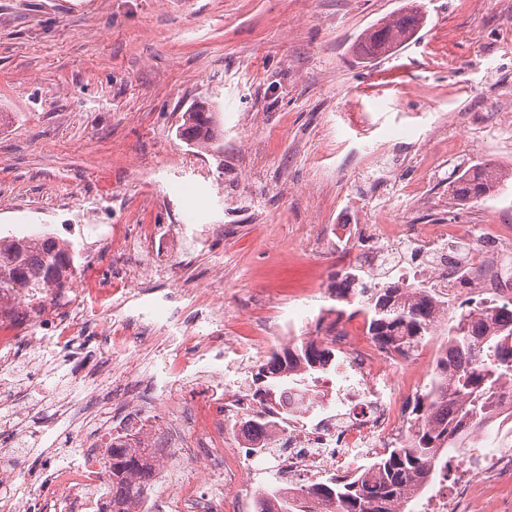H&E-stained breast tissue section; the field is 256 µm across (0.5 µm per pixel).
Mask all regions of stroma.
Segmentation results:
<instances>
[{"mask_svg": "<svg viewBox=\"0 0 512 512\" xmlns=\"http://www.w3.org/2000/svg\"><path fill=\"white\" fill-rule=\"evenodd\" d=\"M417 8L424 26L375 61L355 51L378 20ZM212 104L219 151L185 143L184 112ZM0 234L33 226L79 238L97 224H220L176 277H224L227 335L247 332L259 292L309 304L290 338L331 323L343 262L330 227L496 224L512 233V0H0ZM507 179L459 204L458 171ZM289 338V339H290ZM109 354L91 326L69 353L14 349L5 379L19 425L0 430V467L42 472L84 455L93 373Z\"/></svg>", "mask_w": 512, "mask_h": 512, "instance_id": "1", "label": "stroma"}]
</instances>
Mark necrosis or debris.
I'll use <instances>...</instances> for the list:
<instances>
[{"label":"necrosis or debris","mask_w":512,"mask_h":512,"mask_svg":"<svg viewBox=\"0 0 512 512\" xmlns=\"http://www.w3.org/2000/svg\"><path fill=\"white\" fill-rule=\"evenodd\" d=\"M123 280V293L113 303L98 301L100 281L91 263L74 265L64 285L0 289V371L10 368L18 341L32 347L53 342L71 344L87 324L100 321L110 344L114 367L135 374L146 339H153L160 360L154 384L169 423L152 422L148 405L135 393L122 399V415L97 414L100 428L90 449L74 467L56 469L49 480L33 474L0 469V512H27L38 501L42 512H98L110 478L104 450L118 443L142 457L151 476L162 479L163 467L175 456L184 457L179 485L163 498L141 496L137 512H264L267 503L260 476L279 474L281 490L302 494L326 475L372 462L401 439L417 389V380L401 378L402 370L436 360L442 340L417 349L381 346L361 339L345 320L321 341L337 360L335 378L288 389L270 405L273 424L261 431L249 422L258 410L245 385L225 380V359L246 365L263 358L269 329L289 332L282 317L252 321L248 342L227 353L223 330L204 331L198 312L208 309L213 320L223 318L222 284L214 282L180 294L179 307L163 303L137 304L148 281L167 278L174 249L170 236L155 224H108L100 231ZM377 246L363 256L376 264L412 248L426 253V261L402 267L403 277L451 286L454 266L446 259L452 243L465 244V267L476 291L500 302L512 300L502 264L512 253V237L497 225L462 224L379 225ZM135 255L126 268V255ZM204 366L210 378L191 385L188 371ZM499 433L485 442L483 429L472 428L469 447L459 449L453 469H440L421 494L418 512H512V415L503 414ZM33 488L31 497L17 498L14 482Z\"/></svg>","instance_id":"necrosis-or-debris-1"}]
</instances>
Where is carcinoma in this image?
<instances>
[{
	"label": "carcinoma",
	"mask_w": 512,
	"mask_h": 512,
	"mask_svg": "<svg viewBox=\"0 0 512 512\" xmlns=\"http://www.w3.org/2000/svg\"><path fill=\"white\" fill-rule=\"evenodd\" d=\"M422 27L423 16L401 10L366 30L356 49L367 59L386 57ZM180 136L193 144L215 145V113L202 105L185 112ZM504 178L484 165L453 177L449 188L454 199L466 204L499 191ZM69 263L66 248L52 236L43 235L31 247L11 236L0 237V282L6 287L59 283ZM333 294L338 302L358 301L356 312L367 317L368 335L384 345L418 346L440 325L444 309V302L420 285L376 283L361 265L336 273ZM443 335L448 348L435 365L427 391L412 407L409 435L367 470L332 477L299 498H289L277 488L267 491L276 504L274 512H392L398 501L409 504L434 467L458 450L470 425L488 422L498 385L512 382V302L475 314L463 311ZM335 372L330 351L303 337L258 366L257 392L267 401L292 382ZM105 465L112 475V512H129L132 500L147 490L149 472L142 469L139 456L119 446L111 448Z\"/></svg>",
	"instance_id": "1"
}]
</instances>
